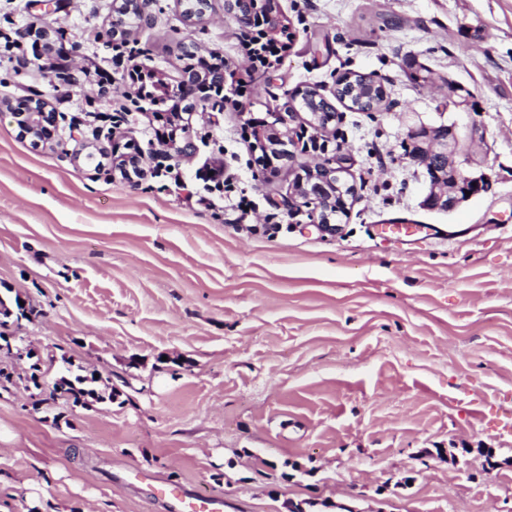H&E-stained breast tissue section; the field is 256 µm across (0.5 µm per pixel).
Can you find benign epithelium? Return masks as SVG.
<instances>
[{
  "label": "benign epithelium",
  "instance_id": "obj_1",
  "mask_svg": "<svg viewBox=\"0 0 512 512\" xmlns=\"http://www.w3.org/2000/svg\"><path fill=\"white\" fill-rule=\"evenodd\" d=\"M147 5L148 0H115L117 18L112 20V34L116 37L129 34V29L118 19L124 12L133 11L139 16V21L147 22ZM238 19L243 28L267 22V36L272 40L277 39L282 27V22L273 8L266 10L263 15L253 12L240 14ZM443 85L447 89L448 113L452 114V118L446 124H421L410 129L404 140V147L407 148V157L412 162L425 166L427 171L430 191L422 205L431 210L450 213L460 204L487 191L489 177L483 172L473 170L475 148L484 141L472 117L475 110L473 95L464 86L448 78L443 79ZM22 115L25 116L23 135L30 136L37 142L48 140L47 129L56 127L58 123V114L47 110V105L40 99L29 102ZM269 116L273 121L254 117L246 120L248 133L254 140L255 147L264 152L261 156L262 164L284 161L288 167L302 170L296 176L282 205L293 217L304 212L322 230L336 231V225L330 223V211L335 206V198L332 194L326 195L324 190L329 185L334 188L346 186L341 176L342 168L336 165L333 158H323L312 165L302 163L298 161L295 152L284 149L291 142L289 122L295 116L294 109L271 112ZM163 120L167 126L173 128V133L159 137L160 147L154 150V155L171 159L192 154L195 144L189 127L183 124L182 113L166 112ZM134 169L142 170V156L139 154L124 158V163L118 166L124 179L130 183L134 182L131 175Z\"/></svg>",
  "mask_w": 512,
  "mask_h": 512
}]
</instances>
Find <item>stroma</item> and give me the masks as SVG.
Wrapping results in <instances>:
<instances>
[{
    "instance_id": "stroma-1",
    "label": "stroma",
    "mask_w": 512,
    "mask_h": 512,
    "mask_svg": "<svg viewBox=\"0 0 512 512\" xmlns=\"http://www.w3.org/2000/svg\"><path fill=\"white\" fill-rule=\"evenodd\" d=\"M112 4L0 0V102L58 114L43 146L0 109V300L37 311L0 330L33 353L0 356V512H167L133 471L225 512H512V0H276L293 38L253 70L224 0L196 23L149 0L132 36L94 39ZM36 29L73 65L18 63L6 39ZM192 56L246 92L190 116L191 156L153 157L165 105L128 74L174 84ZM409 56L479 108L492 188L451 213L423 207L426 171L402 147L409 125L448 120ZM346 73L378 78L385 101L334 104L327 150L355 196L328 233L288 216L294 170L262 174L243 128ZM129 143L148 171L133 185L81 152ZM218 167L247 219L198 203ZM378 224L448 238L394 244ZM82 371L118 396L52 397Z\"/></svg>"
}]
</instances>
